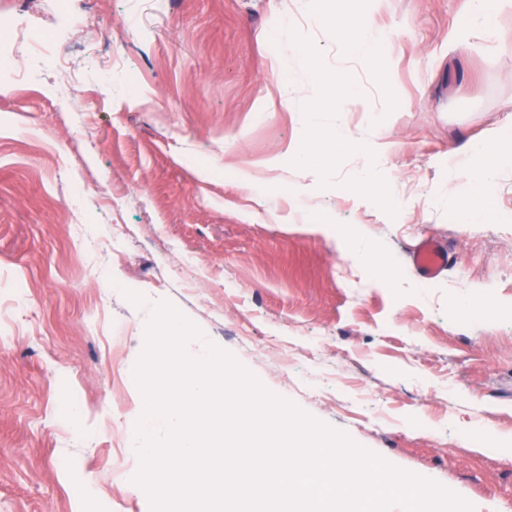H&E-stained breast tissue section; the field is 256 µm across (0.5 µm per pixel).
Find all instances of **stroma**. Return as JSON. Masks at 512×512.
Instances as JSON below:
<instances>
[{"label": "stroma", "instance_id": "obj_1", "mask_svg": "<svg viewBox=\"0 0 512 512\" xmlns=\"http://www.w3.org/2000/svg\"><path fill=\"white\" fill-rule=\"evenodd\" d=\"M52 2L0 0V26L52 34L77 71L121 58L137 80L77 93L51 71L0 98V512H151L128 427L161 302L392 466L472 512H512V452L478 445L512 438V162L483 222L456 221L461 146L492 155L486 131H512V0L486 35L466 33L464 0H388L380 74L292 21L297 0H73L94 21L80 31ZM312 75L359 93L327 121L391 145L364 196L342 195L366 163L355 149L316 175L288 165L314 137L279 90L308 98ZM243 168L266 185H242ZM297 181L311 187L298 206ZM429 236L457 261L409 287L406 251ZM106 263L119 287L101 285ZM17 288L32 306L15 315Z\"/></svg>", "mask_w": 512, "mask_h": 512}]
</instances>
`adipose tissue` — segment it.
<instances>
[{"instance_id": "1", "label": "adipose tissue", "mask_w": 512, "mask_h": 512, "mask_svg": "<svg viewBox=\"0 0 512 512\" xmlns=\"http://www.w3.org/2000/svg\"><path fill=\"white\" fill-rule=\"evenodd\" d=\"M387 0H371V8L363 19L352 20L350 28H357V35H349L347 29H339L338 41L346 57L358 58L364 61H375L380 36V17L385 9ZM339 95L345 98H356L355 89L346 81L337 79L329 86H315L307 102L300 103L288 93H281L280 100L288 111L298 113L302 124L310 127L313 133L324 135L328 144H349L361 150L376 160L383 159L390 150L388 143L381 141L364 142L354 137L352 131L344 123L327 124L324 112L327 108V99ZM497 173L496 165L478 162L469 171L471 184L474 188V201L472 204L461 207L457 214V221L461 224H475L481 220L489 204L487 189L493 184Z\"/></svg>"}]
</instances>
